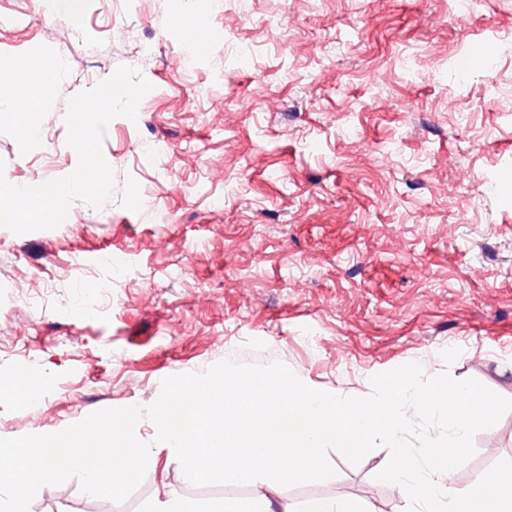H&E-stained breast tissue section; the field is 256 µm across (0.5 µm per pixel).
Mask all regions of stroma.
<instances>
[{
	"mask_svg": "<svg viewBox=\"0 0 512 512\" xmlns=\"http://www.w3.org/2000/svg\"><path fill=\"white\" fill-rule=\"evenodd\" d=\"M190 11L207 46L179 74ZM31 57L52 94L0 107V190L46 179L73 209L0 217V380L43 378L39 409L0 396V438L150 405L165 377L224 359L354 397L416 361L512 399V0L464 26L448 0H0V63ZM114 84L130 96L87 120L107 180L77 183L72 107ZM155 139L165 158L142 154ZM15 285L43 311L14 308ZM85 291L99 308L73 312ZM474 445L458 486L512 460V410ZM328 457L334 482L278 497L404 512L376 478L387 448ZM139 490L138 512H198L241 487L196 495L161 460Z\"/></svg>",
	"mask_w": 512,
	"mask_h": 512,
	"instance_id": "1",
	"label": "stroma"
}]
</instances>
